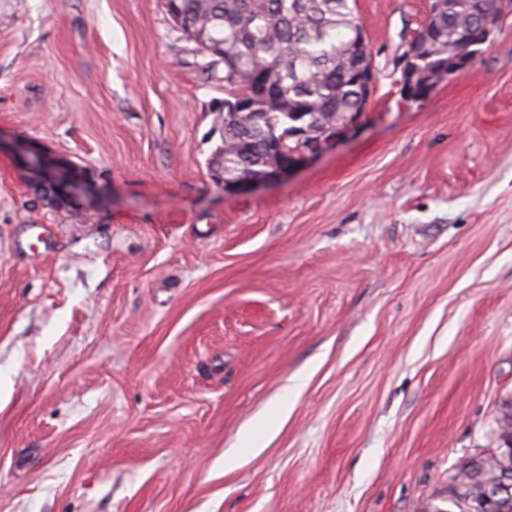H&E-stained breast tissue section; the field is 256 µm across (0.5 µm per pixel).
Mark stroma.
Segmentation results:
<instances>
[{"instance_id":"obj_1","label":"stroma","mask_w":512,"mask_h":512,"mask_svg":"<svg viewBox=\"0 0 512 512\" xmlns=\"http://www.w3.org/2000/svg\"><path fill=\"white\" fill-rule=\"evenodd\" d=\"M432 0H357L376 88L226 192L224 84L163 0H0V512H427L512 401V14L420 103ZM85 171L38 196L18 150ZM264 448L224 467L292 385Z\"/></svg>"}]
</instances>
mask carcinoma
<instances>
[{"label": "carcinoma", "instance_id": "carcinoma-1", "mask_svg": "<svg viewBox=\"0 0 512 512\" xmlns=\"http://www.w3.org/2000/svg\"><path fill=\"white\" fill-rule=\"evenodd\" d=\"M492 0H436L424 20L419 73L432 78L447 71L470 40ZM357 0H174L167 9L175 24L209 58L203 72L224 65V126L212 156H224L232 177H261L277 161L296 159L325 126L341 131L345 121L363 113L371 90L357 78L355 59L373 68ZM265 70L269 90L251 75ZM512 409L497 418V438H512ZM512 458H472L449 478L445 507L430 512H477L478 499L491 490Z\"/></svg>", "mask_w": 512, "mask_h": 512}]
</instances>
